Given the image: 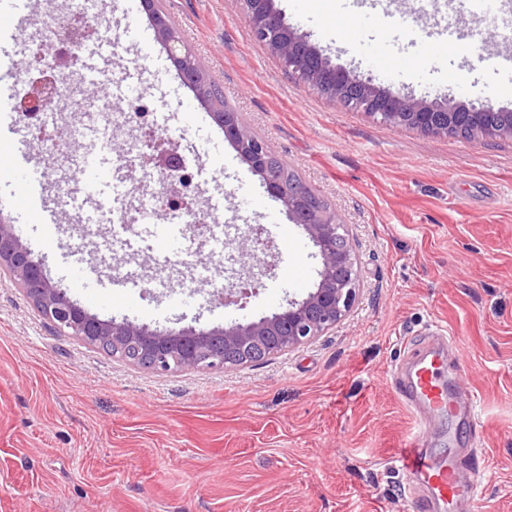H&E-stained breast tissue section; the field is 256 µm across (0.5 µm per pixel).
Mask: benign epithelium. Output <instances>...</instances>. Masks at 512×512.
Segmentation results:
<instances>
[{"instance_id": "1", "label": "benign epithelium", "mask_w": 512, "mask_h": 512, "mask_svg": "<svg viewBox=\"0 0 512 512\" xmlns=\"http://www.w3.org/2000/svg\"><path fill=\"white\" fill-rule=\"evenodd\" d=\"M247 14L253 38L278 60L289 74L301 77L330 101L355 106L360 111L395 126L422 133H449L461 125L469 126L473 139L512 138V112L499 113L494 124L483 121L491 110L488 103L450 105L398 95L381 89L331 65L307 36L285 23L273 6V0H239ZM157 35L176 68L194 85L196 96L208 101L212 83L203 72L188 64V56L178 52L179 37L168 19L153 12V0H142ZM39 72H53L63 67L72 70L78 57L65 58L49 52L40 44L32 52ZM56 82L36 84L23 99L22 117L38 115L57 96ZM213 118L224 138L237 149L251 173L259 176L267 194L280 201L289 217L301 226L321 256L320 280L304 299L247 324L211 330H151L130 322L101 320L71 301L47 277L40 261L31 256L7 224H0V270L21 288L47 326L91 347L105 350L127 364L157 372L224 369L244 366L293 351L333 329L353 309L357 299L358 264L354 249L347 244L349 226L337 215L314 208L311 198L295 181L271 170L275 151L266 141L254 139L230 112H214ZM163 169L171 178L166 201L178 199L190 186L182 159L175 153L162 156ZM263 228L248 226L238 238L236 249L242 256L262 243ZM255 289L250 280H241L225 290L224 305L236 304Z\"/></svg>"}]
</instances>
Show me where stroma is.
<instances>
[{"mask_svg":"<svg viewBox=\"0 0 512 512\" xmlns=\"http://www.w3.org/2000/svg\"><path fill=\"white\" fill-rule=\"evenodd\" d=\"M285 22L308 35L335 66L395 94L453 104L488 102L512 112L502 93L501 50L512 38L472 19L448 0H386L366 14L340 0H274ZM115 46L112 71L145 65L137 100L166 114L156 132L186 166L206 172L187 196L200 221L288 225L290 241L264 233L255 256L225 266L209 239L182 226L184 253L156 261L87 229L74 211L42 239L38 224L12 209L21 189L0 180V220L73 301L60 266L88 245L101 278L148 281L137 305L121 298L87 304L103 320L152 329L210 330L271 315L302 299L320 262L304 230L269 197L218 132L150 30L146 11L100 0ZM185 47L249 127L268 141L348 224L358 260L359 296L345 320L293 352L246 367L162 373L133 367L50 329L21 288L0 273V512H413L414 495L397 460L413 428L390 375L407 342L438 335L462 355L464 386L478 402L479 425L439 417L429 453L444 460L449 441L478 464L482 512H512V139L464 140L384 124L335 105L286 73L251 35L240 0H163ZM82 0H38L21 37L0 34V88L25 94L39 73L27 69L36 31L83 28ZM393 52H422L416 34L463 35L466 49L443 67L405 75L378 69L370 55L384 21ZM136 22L149 52L126 40ZM142 128L112 116V156L123 159L127 213L162 190V170L143 163ZM87 131L57 152L27 122L0 128V160L24 155L61 183L81 163ZM255 275L257 290L238 304L215 301L219 284Z\"/></svg>","mask_w":512,"mask_h":512,"instance_id":"1","label":"stroma"}]
</instances>
